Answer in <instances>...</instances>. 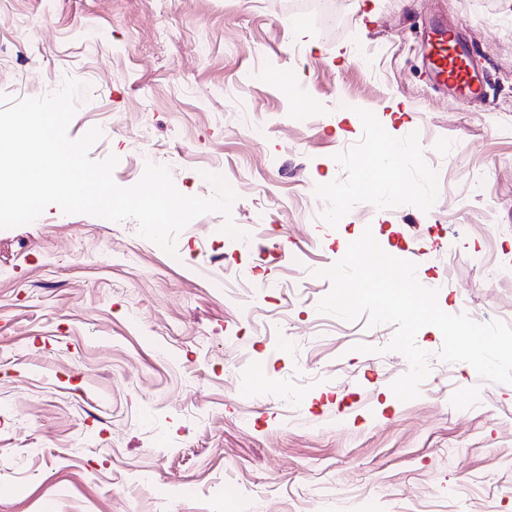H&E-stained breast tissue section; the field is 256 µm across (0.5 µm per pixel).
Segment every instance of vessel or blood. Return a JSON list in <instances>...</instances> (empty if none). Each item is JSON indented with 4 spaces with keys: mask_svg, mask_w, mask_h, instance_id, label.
<instances>
[{
    "mask_svg": "<svg viewBox=\"0 0 512 512\" xmlns=\"http://www.w3.org/2000/svg\"><path fill=\"white\" fill-rule=\"evenodd\" d=\"M428 68L433 80L459 93L462 103L482 98L484 85L473 55L457 31L442 30L429 41Z\"/></svg>",
    "mask_w": 512,
    "mask_h": 512,
    "instance_id": "vessel-or-blood-1",
    "label": "vessel or blood"
}]
</instances>
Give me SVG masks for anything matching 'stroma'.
I'll return each instance as SVG.
<instances>
[{
	"mask_svg": "<svg viewBox=\"0 0 512 512\" xmlns=\"http://www.w3.org/2000/svg\"><path fill=\"white\" fill-rule=\"evenodd\" d=\"M0 111L84 88L129 187L149 145L187 196L237 194L169 255L134 220L0 229V512H512V385L439 359L416 399L390 325L320 313L314 272L371 228L385 252L451 259L447 313L512 326V0H0ZM461 23L486 77L460 107L421 33ZM372 52L369 81L355 49ZM372 124H365L364 115ZM411 142L386 208L360 162ZM274 285L246 314L250 282ZM369 345L366 353L358 345Z\"/></svg>",
	"mask_w": 512,
	"mask_h": 512,
	"instance_id": "35a3bbf8",
	"label": "stroma"
}]
</instances>
